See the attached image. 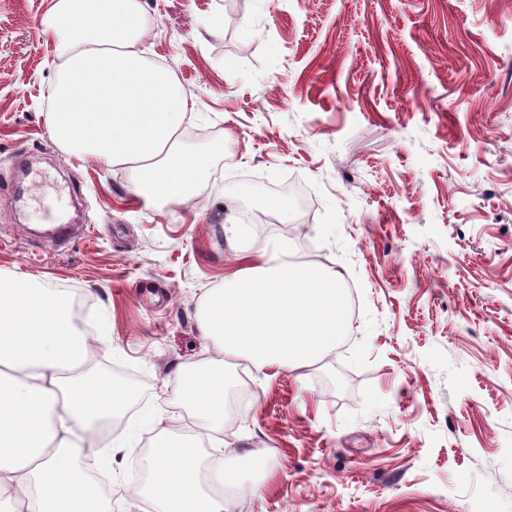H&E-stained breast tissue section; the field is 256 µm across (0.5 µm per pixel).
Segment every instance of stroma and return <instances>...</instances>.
<instances>
[{"instance_id":"stroma-1","label":"stroma","mask_w":512,"mask_h":512,"mask_svg":"<svg viewBox=\"0 0 512 512\" xmlns=\"http://www.w3.org/2000/svg\"><path fill=\"white\" fill-rule=\"evenodd\" d=\"M51 5L0 0V271L78 295L94 367L131 377L110 491L159 438L146 412L186 420L157 392L211 357L206 291L285 238L357 308L255 402L226 388L225 462L271 473L240 472L231 512H512V0H141L182 146L214 159L177 206L50 136ZM77 199L66 247L34 235Z\"/></svg>"}]
</instances>
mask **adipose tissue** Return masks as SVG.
<instances>
[{
	"instance_id": "adipose-tissue-1",
	"label": "adipose tissue",
	"mask_w": 512,
	"mask_h": 512,
	"mask_svg": "<svg viewBox=\"0 0 512 512\" xmlns=\"http://www.w3.org/2000/svg\"><path fill=\"white\" fill-rule=\"evenodd\" d=\"M45 29L62 59L50 131L67 154L129 174L149 202L183 201L206 180L209 155L179 146L188 98L138 49L139 0H53ZM245 263L206 296L199 331L216 358L173 393L209 432L226 420L225 357L294 370L332 350L344 328L335 273L298 261L292 243ZM88 362L72 296L0 273V512H109L89 471L111 468L124 448V408L136 391ZM103 423L112 432L104 449ZM141 467L147 482L124 490L132 510L145 499L154 512H229L239 488L223 462L204 464L186 441L156 446Z\"/></svg>"
}]
</instances>
